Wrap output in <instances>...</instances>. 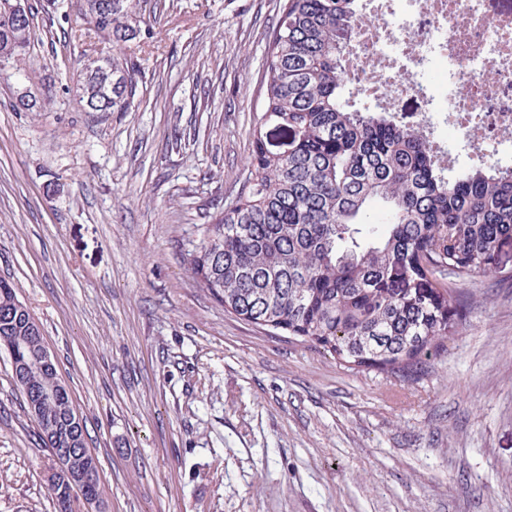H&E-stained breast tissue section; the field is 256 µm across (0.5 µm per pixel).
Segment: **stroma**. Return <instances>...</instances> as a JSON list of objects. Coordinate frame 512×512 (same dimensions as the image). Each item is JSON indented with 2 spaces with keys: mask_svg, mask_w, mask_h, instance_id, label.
Wrapping results in <instances>:
<instances>
[{
  "mask_svg": "<svg viewBox=\"0 0 512 512\" xmlns=\"http://www.w3.org/2000/svg\"><path fill=\"white\" fill-rule=\"evenodd\" d=\"M284 0H141L127 112L73 89L83 0L0 72V276L41 324L109 512H512V251L425 374L224 310L188 260L248 176ZM24 73L17 83L16 73ZM40 103L12 108L18 86ZM0 347V512H54Z\"/></svg>",
  "mask_w": 512,
  "mask_h": 512,
  "instance_id": "1",
  "label": "stroma"
}]
</instances>
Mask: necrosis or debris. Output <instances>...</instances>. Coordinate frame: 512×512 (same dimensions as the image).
Returning a JSON list of instances; mask_svg holds the SVG:
<instances>
[{
	"instance_id": "1",
	"label": "necrosis or debris",
	"mask_w": 512,
	"mask_h": 512,
	"mask_svg": "<svg viewBox=\"0 0 512 512\" xmlns=\"http://www.w3.org/2000/svg\"><path fill=\"white\" fill-rule=\"evenodd\" d=\"M367 15L345 59L353 91L397 111L409 96L426 112L415 123L442 165L512 164V10L488 0H364Z\"/></svg>"
}]
</instances>
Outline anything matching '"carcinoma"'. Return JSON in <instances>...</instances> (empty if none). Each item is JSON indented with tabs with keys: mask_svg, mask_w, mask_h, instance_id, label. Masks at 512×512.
Listing matches in <instances>:
<instances>
[{
	"mask_svg": "<svg viewBox=\"0 0 512 512\" xmlns=\"http://www.w3.org/2000/svg\"><path fill=\"white\" fill-rule=\"evenodd\" d=\"M136 0H84L88 26L70 29L79 41L99 35L136 38ZM360 17L357 0H285L266 74L265 112L291 137L288 154L262 152L255 141L245 190L208 225L190 271L224 309L285 331L336 361L398 378L412 377L458 332L468 300L456 287L476 274L503 273L512 248V168H470L445 177L420 127L379 108L349 104L344 52ZM35 23H17L0 9V66L30 53ZM141 70L134 55L83 62L77 74L83 104L127 112ZM383 207L386 231L370 227ZM13 283L0 278V345L10 360L35 361L42 338L18 314ZM56 386L43 416L55 423L42 439L66 448L75 428L71 393L58 371L29 376L28 399ZM55 512H73L104 495L100 481L55 472Z\"/></svg>",
	"mask_w": 512,
	"mask_h": 512,
	"instance_id": "obj_1",
	"label": "carcinoma"
}]
</instances>
